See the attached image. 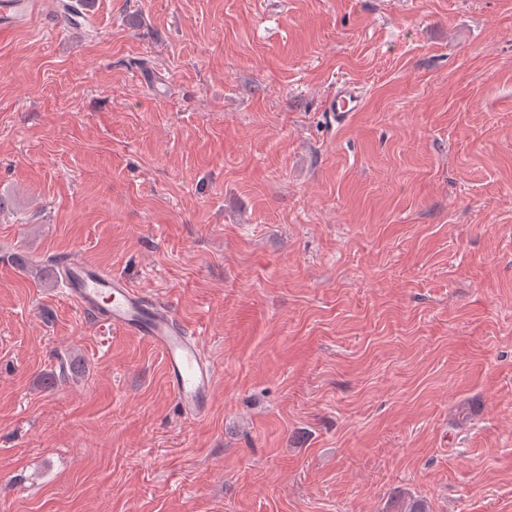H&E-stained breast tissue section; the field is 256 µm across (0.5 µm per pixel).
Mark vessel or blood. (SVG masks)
<instances>
[{"instance_id":"b4317fda","label":"vessel or blood","mask_w":512,"mask_h":512,"mask_svg":"<svg viewBox=\"0 0 512 512\" xmlns=\"http://www.w3.org/2000/svg\"><path fill=\"white\" fill-rule=\"evenodd\" d=\"M364 95L352 83L340 84L326 103L337 122L359 111ZM66 296L82 311L97 315L101 324L146 339L161 353L173 398L183 415L206 414L213 395L216 370L199 332L176 316L171 303L133 288L121 276L78 258L60 268Z\"/></svg>"}]
</instances>
